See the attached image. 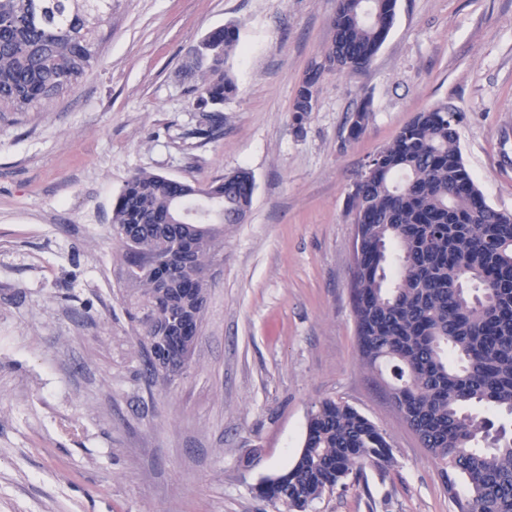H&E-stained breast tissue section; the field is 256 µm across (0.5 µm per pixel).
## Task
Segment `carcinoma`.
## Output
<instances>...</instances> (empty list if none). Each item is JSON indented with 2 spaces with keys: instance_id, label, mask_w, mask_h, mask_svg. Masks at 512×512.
Listing matches in <instances>:
<instances>
[{
  "instance_id": "carcinoma-1",
  "label": "carcinoma",
  "mask_w": 512,
  "mask_h": 512,
  "mask_svg": "<svg viewBox=\"0 0 512 512\" xmlns=\"http://www.w3.org/2000/svg\"><path fill=\"white\" fill-rule=\"evenodd\" d=\"M397 0H338L332 45L308 76L368 68L393 26ZM112 0H0V117L42 109L77 86L97 61ZM233 23L191 50L200 74L199 133L237 87L229 60ZM351 118L358 137L370 118ZM446 104L418 113L381 148L372 178L349 196L362 232L350 300L362 365L389 366L388 391L405 423L441 464L458 512H512V428L478 419L472 404L512 415V213L491 207L467 170ZM239 169L207 184L148 172L126 181L112 206L117 288L142 355L170 342L163 323L190 316L179 290L209 296V271L224 250V225L253 201ZM199 244L183 263L184 236ZM499 436L488 444V428ZM393 460L385 434L348 404L326 399L308 414L292 466L257 495L308 512L325 492L347 488L367 466Z\"/></svg>"
}]
</instances>
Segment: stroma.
<instances>
[{
	"mask_svg": "<svg viewBox=\"0 0 512 512\" xmlns=\"http://www.w3.org/2000/svg\"><path fill=\"white\" fill-rule=\"evenodd\" d=\"M336 5L112 0L81 83L0 119V512H284L256 487L293 463L325 399L373 421L394 460L312 512H456L389 374L361 365L348 196L370 157L445 103L489 205L512 213V0H397L372 65L325 74L299 121L293 99L333 42ZM229 22L238 90L201 137L182 68ZM239 169L253 202L224 231L191 367L148 385L113 291L112 203L138 171L205 183Z\"/></svg>",
	"mask_w": 512,
	"mask_h": 512,
	"instance_id": "obj_1",
	"label": "stroma"
}]
</instances>
